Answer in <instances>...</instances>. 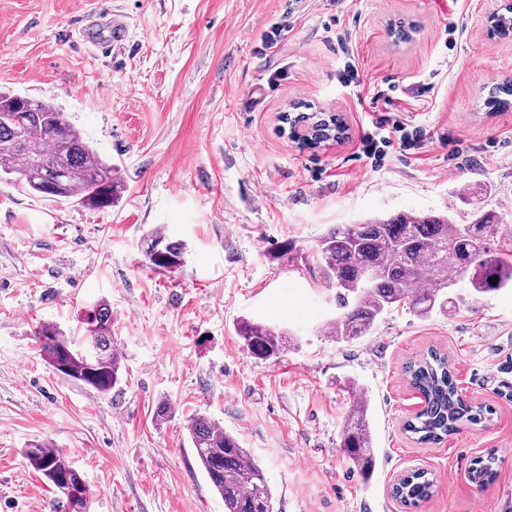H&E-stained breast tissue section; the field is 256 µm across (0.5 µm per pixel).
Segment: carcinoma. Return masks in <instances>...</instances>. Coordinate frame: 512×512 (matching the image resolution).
<instances>
[{
    "mask_svg": "<svg viewBox=\"0 0 512 512\" xmlns=\"http://www.w3.org/2000/svg\"><path fill=\"white\" fill-rule=\"evenodd\" d=\"M492 30L512 35V8L495 17ZM21 95L0 91V178L23 180L35 194L105 208L120 188L112 163L94 152L83 133L54 104L33 100V111L19 124L13 111ZM487 104L512 105V79L496 87ZM498 217L477 211L470 222L458 224L445 215L399 213L373 217L358 224H338L320 239L318 253L329 282L336 284L341 314L329 326L336 341L368 335L386 311L407 306L421 316L448 303V290L466 279L475 292L488 294L512 287V262L495 247ZM184 247L160 232L146 240L145 256L155 268L169 270L184 263ZM238 334L250 355L277 357L284 333L262 323L243 322ZM41 355L52 366L96 390L107 393L120 382L122 356L112 338V311L101 304L89 315L84 347L76 349L56 326L35 332ZM412 386L424 400L423 409L405 425L419 443H439L465 423L476 424L487 406L465 400L459 393L447 357L432 350L408 366ZM370 403L360 399L345 420L341 447L353 470L368 476L376 464L369 418ZM195 457L224 512H272L273 494L265 472L239 440L204 415L187 422ZM30 466L64 498L65 512H89L92 491L65 455L47 445L24 450ZM435 483L430 476H413L401 483L394 497L412 504L429 499Z\"/></svg>",
    "mask_w": 512,
    "mask_h": 512,
    "instance_id": "1",
    "label": "carcinoma"
}]
</instances>
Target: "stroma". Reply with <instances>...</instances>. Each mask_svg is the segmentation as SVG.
Wrapping results in <instances>:
<instances>
[{"label":"stroma","instance_id":"stroma-1","mask_svg":"<svg viewBox=\"0 0 512 512\" xmlns=\"http://www.w3.org/2000/svg\"><path fill=\"white\" fill-rule=\"evenodd\" d=\"M507 2L0 0V88L57 104L124 170L101 209L0 180V512H65L23 455L36 443L83 475L90 512H224L191 448L196 414L259 461L274 512H404L391 486L415 467L437 482L415 512H512V288L478 294L462 281L445 311L395 308L339 342L326 332L336 287L317 255L331 225L371 216L463 224L478 205L512 225V107L485 105L512 77V38L487 23ZM114 10L129 24L123 53L85 49L79 27ZM401 23L415 24L411 41L391 35ZM350 57L361 83L346 88ZM380 90L431 136L375 170L356 145ZM298 103L342 113L348 139H289L279 115ZM455 145L466 159L452 171ZM153 231L184 244L180 269L149 264ZM102 302L122 355L107 394L58 373L34 336L51 323L81 341ZM246 320L286 332L279 357L247 352ZM432 347L461 394L493 413L420 445L404 430L423 406L405 368ZM357 390L378 456L366 480L340 446ZM490 454L496 479L476 488L468 473Z\"/></svg>","mask_w":512,"mask_h":512}]
</instances>
